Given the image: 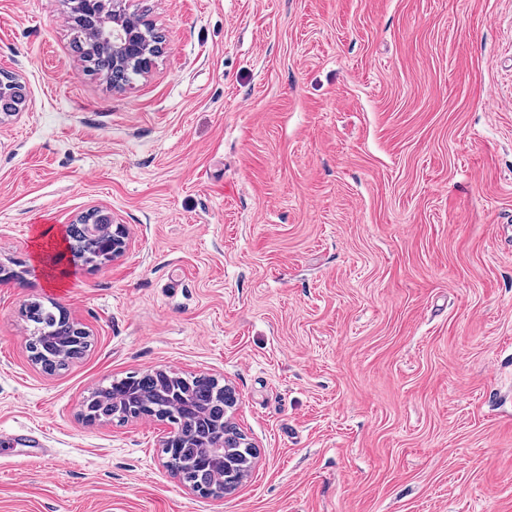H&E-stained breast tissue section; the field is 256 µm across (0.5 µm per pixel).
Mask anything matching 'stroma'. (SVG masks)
Instances as JSON below:
<instances>
[{
  "mask_svg": "<svg viewBox=\"0 0 512 512\" xmlns=\"http://www.w3.org/2000/svg\"><path fill=\"white\" fill-rule=\"evenodd\" d=\"M165 51L112 90L63 0H0V512H512V0H125ZM124 255L39 231L94 209ZM31 301L89 334L54 375ZM163 366L230 385L259 450L224 498L167 422H86ZM106 389L107 388L100 389L95 392L91 398L87 400L85 408L99 416L100 420H117L118 422L126 421L124 414L113 408L109 392H107Z\"/></svg>",
  "mask_w": 512,
  "mask_h": 512,
  "instance_id": "1",
  "label": "stroma"
}]
</instances>
